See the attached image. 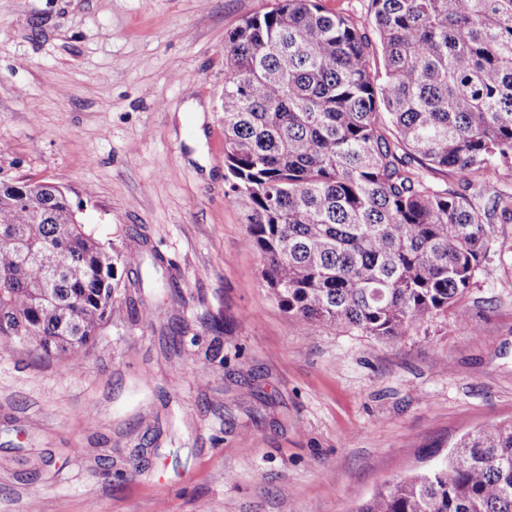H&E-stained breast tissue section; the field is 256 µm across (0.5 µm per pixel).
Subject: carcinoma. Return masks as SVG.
<instances>
[{"label":"carcinoma","instance_id":"obj_1","mask_svg":"<svg viewBox=\"0 0 512 512\" xmlns=\"http://www.w3.org/2000/svg\"><path fill=\"white\" fill-rule=\"evenodd\" d=\"M371 32L278 0L224 38V163L277 304L392 339L448 316L512 221V0H369ZM478 174L438 189L423 170ZM27 241L24 253L13 242ZM54 185L0 186V348L77 370L112 312L116 263ZM356 512H512V423L468 433Z\"/></svg>","mask_w":512,"mask_h":512}]
</instances>
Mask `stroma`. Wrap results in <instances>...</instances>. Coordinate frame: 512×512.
<instances>
[{
  "instance_id": "obj_1",
  "label": "stroma",
  "mask_w": 512,
  "mask_h": 512,
  "mask_svg": "<svg viewBox=\"0 0 512 512\" xmlns=\"http://www.w3.org/2000/svg\"><path fill=\"white\" fill-rule=\"evenodd\" d=\"M274 3L0 0V183L58 186L181 290L119 289L72 373L0 349V512H354L512 421V222L464 321L423 332L306 324L264 286L226 193L224 37Z\"/></svg>"
}]
</instances>
